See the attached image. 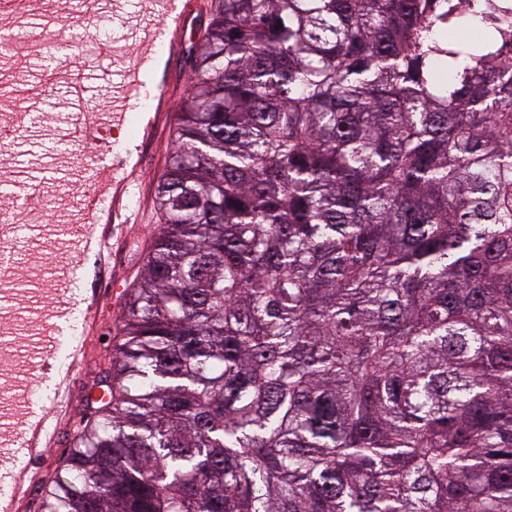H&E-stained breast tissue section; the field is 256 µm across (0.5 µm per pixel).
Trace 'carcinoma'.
Returning a JSON list of instances; mask_svg holds the SVG:
<instances>
[{
	"label": "carcinoma",
	"instance_id": "cac0c4a2",
	"mask_svg": "<svg viewBox=\"0 0 512 512\" xmlns=\"http://www.w3.org/2000/svg\"><path fill=\"white\" fill-rule=\"evenodd\" d=\"M509 54L512 0H218L38 512H512Z\"/></svg>",
	"mask_w": 512,
	"mask_h": 512
}]
</instances>
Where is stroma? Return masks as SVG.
Here are the masks:
<instances>
[{"instance_id": "stroma-1", "label": "stroma", "mask_w": 512, "mask_h": 512, "mask_svg": "<svg viewBox=\"0 0 512 512\" xmlns=\"http://www.w3.org/2000/svg\"><path fill=\"white\" fill-rule=\"evenodd\" d=\"M87 8L97 17L110 21L121 47L120 54L106 49L90 58L75 49L55 60L49 57L46 48L36 45L15 53L12 69H24L27 86L41 93L43 99L26 100V117L15 118L5 128L4 134L14 143L15 151L9 158L0 159V169H8L9 179L23 185L37 184L40 195V206L33 209L15 205L9 190L0 189V207L9 210L11 220L27 224L30 247L40 265V273L30 290L6 297L5 305L29 317L33 324H53L58 310L55 295L58 275L72 267L76 270L71 284L72 307L82 306L87 298L93 297L99 309L97 333L85 342L78 358L80 375L71 388L66 412L54 408L47 412L58 437L48 443L45 455L32 460L28 471L34 477L64 463L73 437L89 413L87 396L98 379L101 359L116 334L124 294L137 279L160 222L155 187L173 151L175 112L189 87L185 70L173 67L166 85L172 113L157 144L142 162L143 192L135 201L143 217L137 224L117 225L118 244L110 260L101 265L94 256L80 255L74 248L56 249L52 231L57 221L88 225L83 200L96 189L95 168L112 157L107 142L88 143L76 137L81 116L94 111L100 113L104 122H111L112 109L103 105L102 95L118 91L115 67H135L144 30L156 24L155 16L147 13L139 0H128L120 10L114 9L111 0H89ZM42 381L41 372H28L20 363L9 364L0 371V389L14 397L13 403L5 408L11 424L0 428V443L18 436L15 424L32 408L26 392Z\"/></svg>"}]
</instances>
